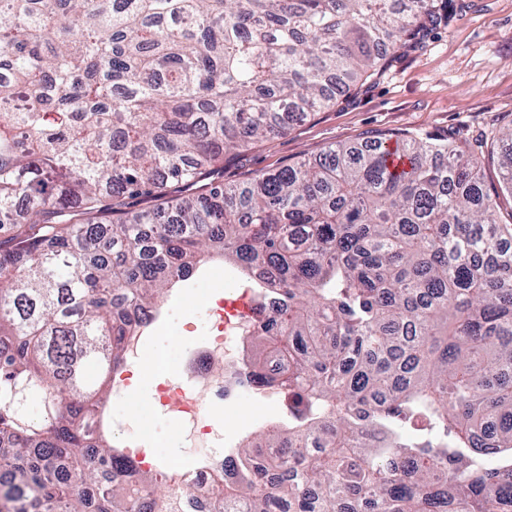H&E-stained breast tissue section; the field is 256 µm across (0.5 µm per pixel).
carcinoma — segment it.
I'll use <instances>...</instances> for the list:
<instances>
[{"instance_id":"1","label":"carcinoma","mask_w":512,"mask_h":512,"mask_svg":"<svg viewBox=\"0 0 512 512\" xmlns=\"http://www.w3.org/2000/svg\"><path fill=\"white\" fill-rule=\"evenodd\" d=\"M452 0H0V472L15 512L192 499L106 436L131 315L224 257L285 317L251 336L288 425L213 512H512V127L474 153L376 133L224 185ZM395 141L410 170L390 172ZM147 206L131 208L134 200ZM37 399L42 418L27 403Z\"/></svg>"}]
</instances>
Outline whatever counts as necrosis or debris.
I'll return each mask as SVG.
<instances>
[{
    "label": "necrosis or debris",
    "instance_id": "1",
    "mask_svg": "<svg viewBox=\"0 0 512 512\" xmlns=\"http://www.w3.org/2000/svg\"><path fill=\"white\" fill-rule=\"evenodd\" d=\"M279 308L273 296L267 299L261 315L255 311L254 300L244 293L217 301L205 313L206 341L185 357L178 381L157 387L160 407L193 454L192 466L174 471L180 484L195 491L193 512H209V490L215 472L232 467L237 460V443L210 420L209 410L215 406L236 407L235 393L250 372L236 347L263 323L265 316ZM216 360L223 361V373L213 370Z\"/></svg>",
    "mask_w": 512,
    "mask_h": 512
}]
</instances>
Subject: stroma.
<instances>
[{
  "mask_svg": "<svg viewBox=\"0 0 512 512\" xmlns=\"http://www.w3.org/2000/svg\"><path fill=\"white\" fill-rule=\"evenodd\" d=\"M512 125V0H454L448 18L415 46L399 47L384 72L338 100L335 106L296 123L288 132L224 161V181L234 184L321 154L333 144L360 141L370 132L431 136L466 150L481 149L482 174L496 188L500 167L492 138ZM231 264L216 259L169 296L149 328L147 355L164 359L162 369L137 370L134 393L147 402L139 414L132 401L111 399L114 416L148 445L156 462L191 466L175 424L152 403L158 384L176 378L185 354L206 337L209 303L246 287ZM135 398V399H136ZM236 418L214 409L210 418L226 434L247 440L270 423H287L278 398L244 393Z\"/></svg>",
  "mask_w": 512,
  "mask_h": 512,
  "instance_id": "35a3bbf8",
  "label": "stroma"
}]
</instances>
